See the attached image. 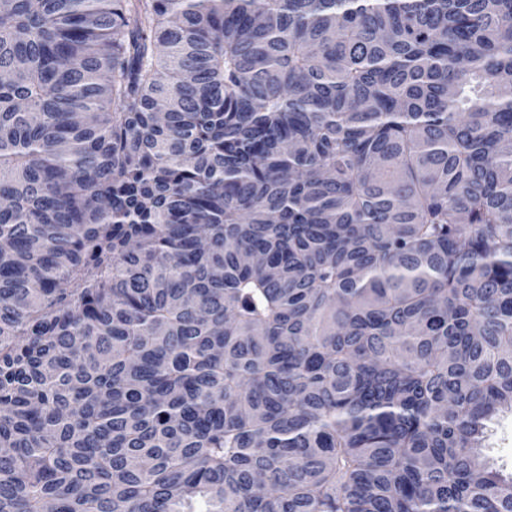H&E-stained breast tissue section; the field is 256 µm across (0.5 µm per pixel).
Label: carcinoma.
<instances>
[{
	"label": "carcinoma",
	"instance_id": "obj_1",
	"mask_svg": "<svg viewBox=\"0 0 512 512\" xmlns=\"http://www.w3.org/2000/svg\"><path fill=\"white\" fill-rule=\"evenodd\" d=\"M0 512H512V0H0ZM491 429L482 453L509 473L512 470V412H500Z\"/></svg>",
	"mask_w": 512,
	"mask_h": 512
}]
</instances>
